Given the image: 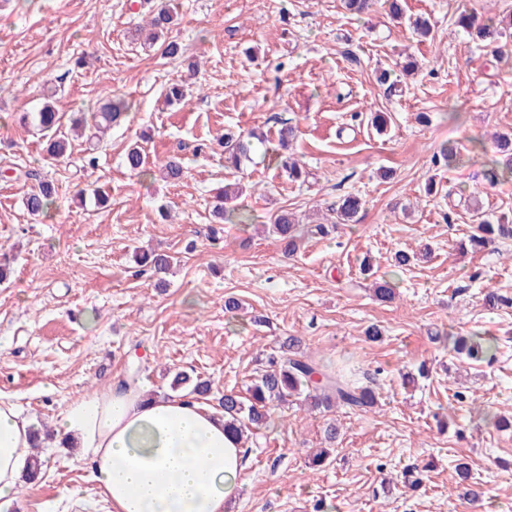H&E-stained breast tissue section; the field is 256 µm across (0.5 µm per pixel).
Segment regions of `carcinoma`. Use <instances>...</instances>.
Returning a JSON list of instances; mask_svg holds the SVG:
<instances>
[{
    "mask_svg": "<svg viewBox=\"0 0 512 512\" xmlns=\"http://www.w3.org/2000/svg\"><path fill=\"white\" fill-rule=\"evenodd\" d=\"M172 19L173 15L169 10L157 12L150 19L152 32L148 40L154 42L163 37L169 30ZM456 23L475 34L478 39L491 44V53L494 56L504 58L512 53L511 14L500 19L490 17L481 22L470 14L462 13L458 16ZM186 98L184 85L177 81L168 87L164 95L165 102L169 105L181 104L186 101ZM128 110L129 105L123 98L114 97L104 102L97 111L81 114L76 118V125L87 132V140L91 143L99 140L100 133L120 123L127 116ZM21 120L25 124H33L43 132H49L59 127L60 117L47 102L39 111L23 115ZM294 133L295 127L283 126L279 147L271 150V157L287 174L288 179L296 182L305 180V168L293 154L281 153V150L289 146ZM221 143L224 144L226 166L238 169L242 161L249 158L251 142L243 135L226 132L221 138ZM494 143L495 154L485 164L488 179L493 184L512 181V134L500 135L494 139ZM124 165L133 175L147 174L145 156L138 146L129 148L125 153ZM161 168L164 178L170 183L181 180L184 175L182 162L176 157L166 160ZM55 195V186L48 181H42L25 197L24 207L32 215L43 214L50 209ZM232 195L233 191L226 187L216 196L212 216L230 224L246 226L253 223L251 214L224 208V202L232 199ZM361 208L362 201L357 195L347 194L341 197L335 207L337 223L355 222ZM271 227L281 251L288 256L296 253L301 231L295 224L293 215L288 211L281 212L274 218ZM498 239H512V220L504 215L476 217V224L472 226L468 236L472 249H484ZM173 261L174 258L166 253L151 252L139 256V262L150 271L164 275L170 270ZM446 340L455 354L471 361L490 358L498 349V341L493 336L448 335ZM298 347V338L288 336L282 341L279 353L267 357V369L249 388L248 401H243L240 396L233 393L224 394L221 400L224 418L236 427L239 435L242 436L247 430L258 429L266 424L270 405L292 396L308 401L315 407L329 408L335 403L358 412H367L377 405L375 393L371 388L359 386L338 372L332 373L320 368L313 360L299 354ZM458 477L464 488V495L475 500L481 499L484 494L483 488L468 466L462 464L458 467Z\"/></svg>",
    "mask_w": 512,
    "mask_h": 512,
    "instance_id": "carcinoma-1",
    "label": "carcinoma"
}]
</instances>
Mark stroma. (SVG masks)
<instances>
[{
	"label": "stroma",
	"instance_id": "35a3bbf8",
	"mask_svg": "<svg viewBox=\"0 0 512 512\" xmlns=\"http://www.w3.org/2000/svg\"><path fill=\"white\" fill-rule=\"evenodd\" d=\"M165 6L175 10V58L134 32ZM401 7L396 20L386 0L360 16L340 0H0V263L12 269L0 283V400L49 437L77 397L130 377L168 395L181 371L210 380L214 409L224 393L246 395L266 356L295 336L323 368H351L379 404L356 413L292 397L272 407L245 443L231 512H512V428L484 418L512 414V306L483 303L489 288L512 297V240L463 247L475 211L512 217V183L483 177L494 133H512V57L496 61L456 24L463 11L511 14L512 0ZM409 15L427 18L430 36L414 34ZM410 60L418 68L403 75ZM382 67L399 75L396 87L378 82ZM181 78L190 100L165 106ZM50 84L65 129L112 96L130 103L132 121L100 141L94 167L83 139L56 161L43 134L16 121L42 107ZM377 112L389 117L381 134ZM286 123L298 129L304 183L263 159ZM229 130L262 138L238 170L225 168L217 142ZM134 143L150 176L124 167ZM446 143L457 150L451 168L434 161ZM171 156L185 166L174 184L158 173ZM30 169L56 186L47 215L24 207ZM229 183L243 188L232 207L255 223L215 224V196ZM90 184L107 190L106 206L79 203ZM348 193L364 203L357 223L312 234ZM283 210L306 230L291 257L264 230ZM142 250L179 263L162 280L139 276ZM399 250L428 256L400 271ZM381 280L393 301L375 300ZM230 296L242 304L234 314ZM373 324L376 342L365 335ZM447 332L493 336L499 349L462 360ZM330 421L341 436L325 464L311 465ZM38 453L41 475L20 482L12 512H107L77 450L48 440ZM459 460L484 485L479 503L462 496ZM410 468L421 473L415 490L403 482Z\"/></svg>",
	"mask_w": 512,
	"mask_h": 512
}]
</instances>
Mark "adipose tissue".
I'll use <instances>...</instances> for the list:
<instances>
[{
  "label": "adipose tissue",
  "instance_id": "adipose-tissue-1",
  "mask_svg": "<svg viewBox=\"0 0 512 512\" xmlns=\"http://www.w3.org/2000/svg\"><path fill=\"white\" fill-rule=\"evenodd\" d=\"M36 425L0 402V512L32 463ZM92 465L109 512H226L244 450L223 416L190 396L114 384L74 399L57 428Z\"/></svg>",
  "mask_w": 512,
  "mask_h": 512
}]
</instances>
